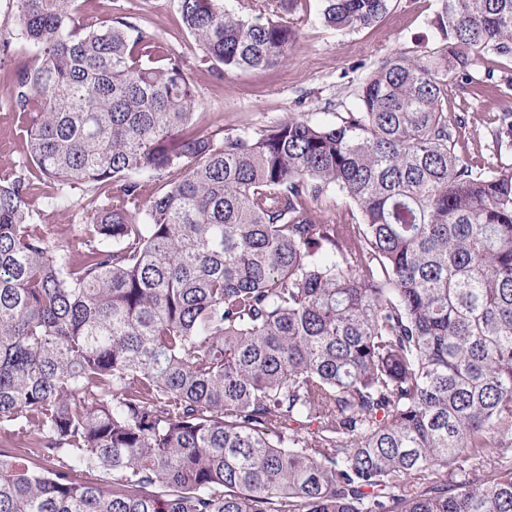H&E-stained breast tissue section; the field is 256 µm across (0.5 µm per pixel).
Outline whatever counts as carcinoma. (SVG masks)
Instances as JSON below:
<instances>
[{"label": "carcinoma", "instance_id": "1", "mask_svg": "<svg viewBox=\"0 0 512 512\" xmlns=\"http://www.w3.org/2000/svg\"><path fill=\"white\" fill-rule=\"evenodd\" d=\"M323 2L354 31L391 0ZM295 6L177 13L222 76L282 64ZM6 25L0 512H512V110L478 162L448 114L512 59V0H440L444 47L379 61L334 124L235 134L120 13L12 0ZM74 190L66 244L35 216ZM25 160L21 146L8 138V132L1 128L0 122V165H18Z\"/></svg>", "mask_w": 512, "mask_h": 512}]
</instances>
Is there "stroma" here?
I'll return each mask as SVG.
<instances>
[{"label": "stroma", "instance_id": "obj_1", "mask_svg": "<svg viewBox=\"0 0 512 512\" xmlns=\"http://www.w3.org/2000/svg\"><path fill=\"white\" fill-rule=\"evenodd\" d=\"M89 6L104 15L122 13L148 21L161 41L184 55L196 87L197 111L211 113L233 133L279 123L294 113L335 122L337 113L355 106L358 87L378 60L397 51L428 54L442 46L435 24L438 0H392L376 23L351 32L325 26L321 0H306L304 10L288 16L298 38L279 68L228 72L218 80L181 28L177 0H90ZM486 71V66H478L473 82L448 90L449 112L470 116L472 129L458 151L471 157L489 155L487 123L495 113L512 108V97L487 82Z\"/></svg>", "mask_w": 512, "mask_h": 512}]
</instances>
